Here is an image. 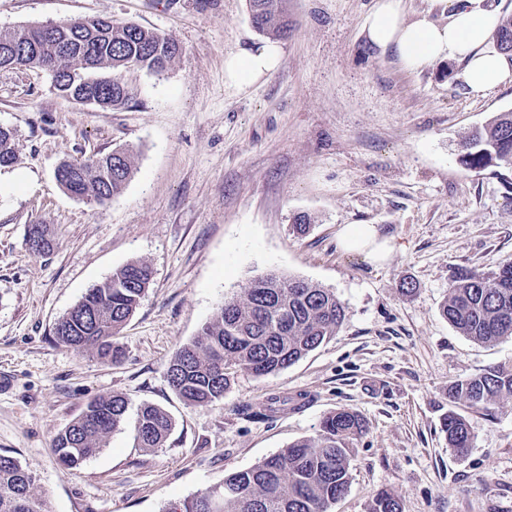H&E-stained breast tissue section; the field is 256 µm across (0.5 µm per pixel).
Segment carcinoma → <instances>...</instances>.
<instances>
[{"label": "carcinoma", "instance_id": "1", "mask_svg": "<svg viewBox=\"0 0 512 512\" xmlns=\"http://www.w3.org/2000/svg\"><path fill=\"white\" fill-rule=\"evenodd\" d=\"M248 8L259 33L279 38L288 34L282 0H248ZM493 39L500 52L512 56V16L502 18ZM179 53L180 47L162 34L99 17L0 30V66L44 69L59 96L78 103L92 99L105 111L134 101L123 72L159 74ZM16 161L15 132L0 126V169ZM459 163L469 170L512 169V111L473 131L461 144ZM133 170L132 155L114 150L110 156L65 162L57 182L69 194L101 205L123 192ZM25 241L39 255L50 252L55 243L43 224L28 229ZM151 279V267L144 261L117 268L57 320V340L105 361H120L122 351L114 337L135 312ZM441 311L459 333L475 341L512 338V260L488 275L459 272ZM344 318L343 303L328 288L275 274L259 277L242 294L224 300L198 336L175 352L167 368L169 385L187 404L207 406L224 396L229 367L257 377L274 375L336 335ZM507 395L512 396V365L491 366L448 386L451 402L471 408L486 409ZM127 409L128 401L118 394L89 401L54 438L59 462L76 468L98 453L123 424ZM172 427L166 411L144 405L137 413L134 441L140 448H160ZM363 428L357 412L332 411L321 420L315 437L224 477L180 503V512H328L348 490V443ZM440 430L456 453L471 448L470 426L461 414L448 411ZM33 484V475L16 457L0 453V512H49L44 500L32 496ZM368 512L402 508L394 494L382 491Z\"/></svg>", "mask_w": 512, "mask_h": 512}]
</instances>
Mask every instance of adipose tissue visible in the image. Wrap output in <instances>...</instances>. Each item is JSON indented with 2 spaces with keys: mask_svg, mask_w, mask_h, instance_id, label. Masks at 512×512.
I'll list each match as a JSON object with an SVG mask.
<instances>
[{
  "mask_svg": "<svg viewBox=\"0 0 512 512\" xmlns=\"http://www.w3.org/2000/svg\"><path fill=\"white\" fill-rule=\"evenodd\" d=\"M446 3L448 21L443 24L428 12L406 18L402 0H375L364 24L366 38L381 53L392 54L410 72L439 61L458 62L456 77L476 98L485 97L498 86L512 84V59L486 45L499 23L489 0ZM282 57V45L268 41L228 54L224 74L230 85L247 86L274 71ZM339 245L348 251L366 253L376 263L384 262L392 251L370 224L344 226Z\"/></svg>",
  "mask_w": 512,
  "mask_h": 512,
  "instance_id": "ef3b65f1",
  "label": "adipose tissue"
}]
</instances>
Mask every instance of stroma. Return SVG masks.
Returning <instances> with one entry per match:
<instances>
[{
  "label": "stroma",
  "mask_w": 512,
  "mask_h": 512,
  "mask_svg": "<svg viewBox=\"0 0 512 512\" xmlns=\"http://www.w3.org/2000/svg\"><path fill=\"white\" fill-rule=\"evenodd\" d=\"M373 3L286 0L280 66L238 88L226 55L264 40L246 0H0L2 28L101 16L181 47L161 74L126 73L136 102L110 111L60 97L44 70L0 69V125L19 153L0 171V453L34 476L50 512H167L314 437L339 408L366 430L330 512H367L382 490L402 512H512V399L486 411L448 399L451 383L512 365V339L475 342L440 313L459 270L488 274L512 258V170L458 162L475 127L512 110V85L474 98L456 62L405 71L363 34ZM120 147L135 170L109 203L56 182L60 162ZM32 224L50 227L49 254L27 248ZM348 224L374 225L393 247L387 261L339 248ZM136 260L153 282L117 338L122 360L59 344L55 321ZM271 272L333 290L342 326L279 373L235 372L223 398L186 405L168 384L170 358L226 297ZM102 394L128 399L126 421L65 468L53 439ZM274 394L307 403L273 413ZM145 403L173 420L163 447L134 444ZM451 409L471 427L463 455L440 431Z\"/></svg>",
  "instance_id": "35a3bbf8"
}]
</instances>
